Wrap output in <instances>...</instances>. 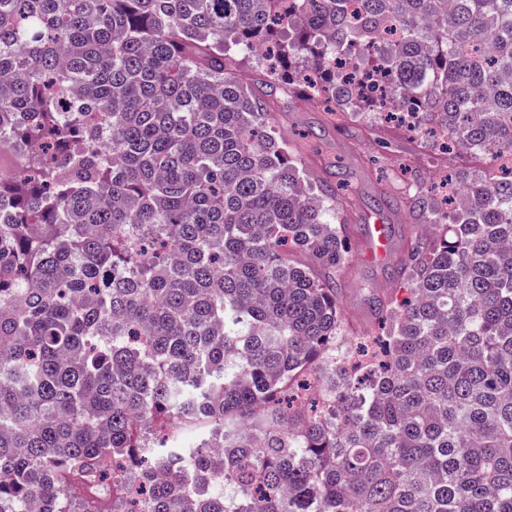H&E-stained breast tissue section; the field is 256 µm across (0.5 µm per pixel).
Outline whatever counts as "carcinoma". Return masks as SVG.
Returning a JSON list of instances; mask_svg holds the SVG:
<instances>
[{"label": "carcinoma", "instance_id": "carcinoma-1", "mask_svg": "<svg viewBox=\"0 0 512 512\" xmlns=\"http://www.w3.org/2000/svg\"><path fill=\"white\" fill-rule=\"evenodd\" d=\"M277 91L512 156V0H0V512H512V167L350 336Z\"/></svg>", "mask_w": 512, "mask_h": 512}]
</instances>
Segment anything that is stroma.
Instances as JSON below:
<instances>
[{
	"label": "stroma",
	"instance_id": "35a3bbf8",
	"mask_svg": "<svg viewBox=\"0 0 512 512\" xmlns=\"http://www.w3.org/2000/svg\"><path fill=\"white\" fill-rule=\"evenodd\" d=\"M280 129L299 148L308 171L327 177L341 167L350 185L341 212L350 239L349 260L340 272V307L349 335L369 331L373 293L394 285L393 271L411 239L422 232L401 205L427 192L432 178L465 171L480 173L489 163L484 153H442L430 141L415 139L393 127L359 117L340 118L325 104L272 99ZM380 222L390 241V256L371 260L364 227Z\"/></svg>",
	"mask_w": 512,
	"mask_h": 512
}]
</instances>
